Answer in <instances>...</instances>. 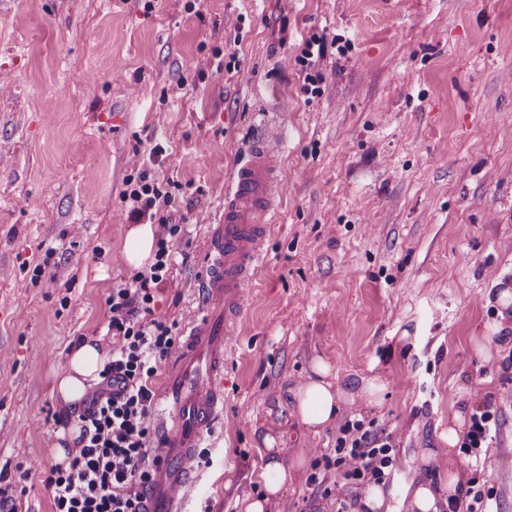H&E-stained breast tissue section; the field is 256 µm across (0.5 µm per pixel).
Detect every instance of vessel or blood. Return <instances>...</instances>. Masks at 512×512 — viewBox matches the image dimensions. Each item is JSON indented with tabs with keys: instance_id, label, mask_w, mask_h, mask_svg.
I'll list each match as a JSON object with an SVG mask.
<instances>
[{
	"instance_id": "1",
	"label": "vessel or blood",
	"mask_w": 512,
	"mask_h": 512,
	"mask_svg": "<svg viewBox=\"0 0 512 512\" xmlns=\"http://www.w3.org/2000/svg\"><path fill=\"white\" fill-rule=\"evenodd\" d=\"M280 144V136L266 130L254 139L249 160L233 174L218 221L208 227L198 313L161 395V461L145 496L146 512H186L196 451L224 413V359L273 222Z\"/></svg>"
}]
</instances>
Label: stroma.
Returning a JSON list of instances; mask_svg holds the SVG:
<instances>
[{
    "label": "stroma",
    "instance_id": "obj_1",
    "mask_svg": "<svg viewBox=\"0 0 512 512\" xmlns=\"http://www.w3.org/2000/svg\"><path fill=\"white\" fill-rule=\"evenodd\" d=\"M314 33L349 50L316 63L310 95L298 58ZM260 112L283 136L276 218L187 512L261 495L268 436L308 459L288 512H331L309 477L338 430L305 434L288 392L318 356L388 384L381 409L343 417L396 443L391 512L443 477L415 461L440 447L459 378L493 393L496 439L463 474L512 512V372L471 342L498 319L489 289L512 284V0H0V468L18 512H52L43 473L75 448L53 422L55 373L75 345L112 349L106 299L135 274L128 175L149 162L173 197L160 213L182 231L155 309L187 329L207 227Z\"/></svg>",
    "mask_w": 512,
    "mask_h": 512
}]
</instances>
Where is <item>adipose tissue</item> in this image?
<instances>
[{
    "label": "adipose tissue",
    "mask_w": 512,
    "mask_h": 512,
    "mask_svg": "<svg viewBox=\"0 0 512 512\" xmlns=\"http://www.w3.org/2000/svg\"><path fill=\"white\" fill-rule=\"evenodd\" d=\"M493 299L499 320L487 327L483 335L473 339L477 351L487 361L493 353L512 348V336L503 332L505 320L512 315V286L496 289ZM102 363L95 344L87 342L70 352L67 365L57 374L52 390L64 408L72 410L81 406L89 388L99 380ZM338 379L334 365L329 360L317 358L303 379L290 388L293 414L306 432L317 435L336 424L344 406L356 403L368 409L383 406L387 385L381 376H364L359 382L343 386L339 385ZM458 392L464 407L456 411L448 427L441 430V449H426L420 456L425 465L436 459L447 461L448 481L439 487L429 481L419 482L411 497L410 512H437L436 502L442 495L457 496L463 487L456 447L470 426L477 392L464 383L459 385ZM265 453L267 461L260 474L264 493L247 501L244 512H266L268 502L285 499L293 469L304 463L300 457L285 462L276 448H266Z\"/></svg>",
    "instance_id": "adipose-tissue-1"
}]
</instances>
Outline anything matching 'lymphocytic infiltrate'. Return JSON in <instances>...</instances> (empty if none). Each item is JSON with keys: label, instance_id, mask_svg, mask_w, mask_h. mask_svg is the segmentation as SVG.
<instances>
[{"label": "lymphocytic infiltrate", "instance_id": "f902f5d3", "mask_svg": "<svg viewBox=\"0 0 512 512\" xmlns=\"http://www.w3.org/2000/svg\"><path fill=\"white\" fill-rule=\"evenodd\" d=\"M126 185L123 199L133 218H156L160 206L172 201L170 192L145 167H138ZM166 230V237L156 243L148 272L113 289L107 299L111 316L106 334L112 340V354L99 383L82 403L78 452L68 467L54 465L44 473L53 512H141L159 452L151 425L158 397L151 380L158 363L181 343L177 323L155 314V292L168 282L175 258L168 239L181 227L170 224ZM498 420L499 409L492 400L472 414L460 444L467 459H479L489 448ZM321 459L324 470H335L343 482L336 489L324 487L323 497L333 499L334 512H353L358 490L389 483L397 449L375 423L348 420L339 428L335 448Z\"/></svg>", "mask_w": 512, "mask_h": 512}]
</instances>
